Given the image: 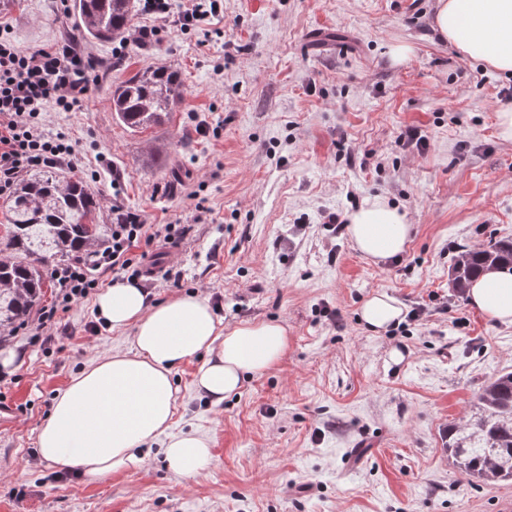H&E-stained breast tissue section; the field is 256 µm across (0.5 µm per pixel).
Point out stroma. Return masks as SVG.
Instances as JSON below:
<instances>
[{
    "label": "stroma",
    "mask_w": 512,
    "mask_h": 512,
    "mask_svg": "<svg viewBox=\"0 0 512 512\" xmlns=\"http://www.w3.org/2000/svg\"><path fill=\"white\" fill-rule=\"evenodd\" d=\"M198 28L159 42H90L101 68L82 106L50 108L83 165L73 178L149 224H181L170 266L150 292L205 294L223 327L281 322L288 350L213 406L194 381L202 357L174 374L171 434L209 443L192 478L154 442L134 469L92 480L40 463L36 436L56 394L94 360L129 350L133 328L100 327L94 297L66 305L70 336L0 342V512H512V482L462 475L445 448L494 374L512 370V324L487 319L448 286L459 249L512 238V140L498 112L512 74L465 57L432 28L436 0H218ZM6 34L28 49L73 38L59 0H0ZM406 44L404 60L391 56ZM150 64L176 69L178 107L131 131L113 87ZM421 130L419 146L401 136ZM218 129L201 136L200 128ZM380 198L411 224L404 251L361 254L329 213ZM396 298L401 323L375 335L360 321L372 294Z\"/></svg>",
    "instance_id": "35a3bbf8"
}]
</instances>
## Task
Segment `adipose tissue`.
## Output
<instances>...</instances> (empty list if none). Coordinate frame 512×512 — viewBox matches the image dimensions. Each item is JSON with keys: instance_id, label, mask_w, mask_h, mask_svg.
Wrapping results in <instances>:
<instances>
[{"instance_id": "adipose-tissue-1", "label": "adipose tissue", "mask_w": 512, "mask_h": 512, "mask_svg": "<svg viewBox=\"0 0 512 512\" xmlns=\"http://www.w3.org/2000/svg\"><path fill=\"white\" fill-rule=\"evenodd\" d=\"M433 27L463 55L512 73V0H437ZM346 232L373 258L402 253L410 234L406 217L381 199L365 201L349 217ZM469 303L489 319L512 324V273L488 271L474 279ZM97 311L115 329L133 327L128 351L91 363L55 397L40 426L41 462L81 470L93 479L139 467L143 446L168 435L165 459L180 477L206 470L211 452L194 433L169 436L176 409L174 370L205 355L195 380L212 405L239 391L246 375L275 365L288 349V329L273 322H243L222 329L208 298L177 294L150 302L137 282L117 281L97 296ZM401 304L378 293L362 305L361 317L375 332L402 319Z\"/></svg>"}]
</instances>
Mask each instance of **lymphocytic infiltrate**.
Listing matches in <instances>:
<instances>
[{
    "label": "lymphocytic infiltrate",
    "mask_w": 512,
    "mask_h": 512,
    "mask_svg": "<svg viewBox=\"0 0 512 512\" xmlns=\"http://www.w3.org/2000/svg\"><path fill=\"white\" fill-rule=\"evenodd\" d=\"M146 13L155 15V26L138 28L133 40L147 45L162 28L174 26L187 31L217 10V0H144ZM95 63L89 52L70 40L47 47L23 49L0 36V195L12 193L20 177L36 168L77 169L81 158L62 135L46 129L48 104L69 111L81 105L87 95V74ZM156 239L142 216L121 207L112 209V239L92 259L74 258L54 267L50 273L63 302L84 299L98 287L88 269L124 274L138 279L142 271L136 249L149 248Z\"/></svg>",
    "instance_id": "f902f5d3"
}]
</instances>
